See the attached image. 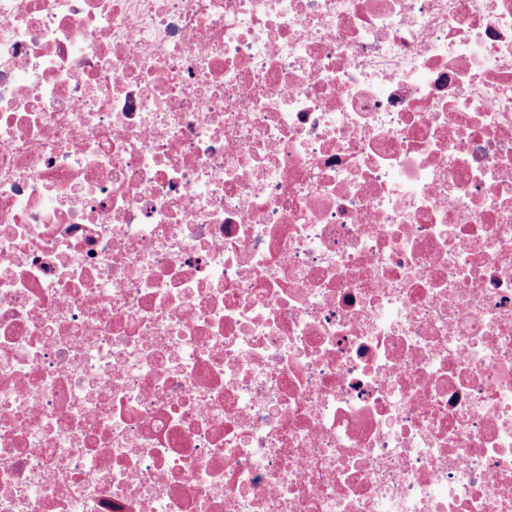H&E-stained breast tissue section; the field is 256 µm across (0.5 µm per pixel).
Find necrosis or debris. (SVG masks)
<instances>
[{
    "label": "necrosis or debris",
    "mask_w": 512,
    "mask_h": 512,
    "mask_svg": "<svg viewBox=\"0 0 512 512\" xmlns=\"http://www.w3.org/2000/svg\"><path fill=\"white\" fill-rule=\"evenodd\" d=\"M0 512H512V0H0Z\"/></svg>",
    "instance_id": "obj_1"
}]
</instances>
